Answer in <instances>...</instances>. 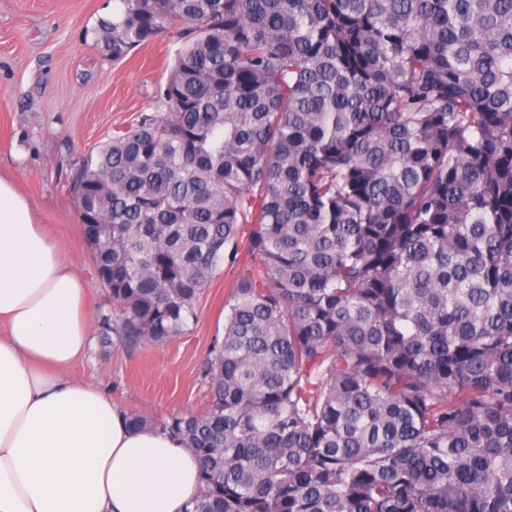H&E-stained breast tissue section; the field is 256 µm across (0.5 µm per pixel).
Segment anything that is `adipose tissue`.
I'll return each instance as SVG.
<instances>
[{
    "mask_svg": "<svg viewBox=\"0 0 512 512\" xmlns=\"http://www.w3.org/2000/svg\"><path fill=\"white\" fill-rule=\"evenodd\" d=\"M82 278L0 174V512H183L194 452L132 428L72 377L92 341Z\"/></svg>",
    "mask_w": 512,
    "mask_h": 512,
    "instance_id": "ef3b65f1",
    "label": "adipose tissue"
}]
</instances>
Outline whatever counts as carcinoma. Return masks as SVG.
<instances>
[{"instance_id": "cac0c4a2", "label": "carcinoma", "mask_w": 512, "mask_h": 512, "mask_svg": "<svg viewBox=\"0 0 512 512\" xmlns=\"http://www.w3.org/2000/svg\"><path fill=\"white\" fill-rule=\"evenodd\" d=\"M113 2L106 60L186 31L71 176L102 345L240 267L207 409L128 416L196 453L184 512H512V0Z\"/></svg>"}]
</instances>
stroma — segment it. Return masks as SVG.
<instances>
[{
    "instance_id": "stroma-1",
    "label": "stroma",
    "mask_w": 512,
    "mask_h": 512,
    "mask_svg": "<svg viewBox=\"0 0 512 512\" xmlns=\"http://www.w3.org/2000/svg\"><path fill=\"white\" fill-rule=\"evenodd\" d=\"M112 0H0V172L10 175L89 290L97 317L100 282L66 173L81 154L145 111L174 44L166 36L124 60L103 59L82 39ZM236 271L222 267L189 333L163 345L112 350L92 344L71 370L128 413L154 419L207 406L203 365Z\"/></svg>"
}]
</instances>
